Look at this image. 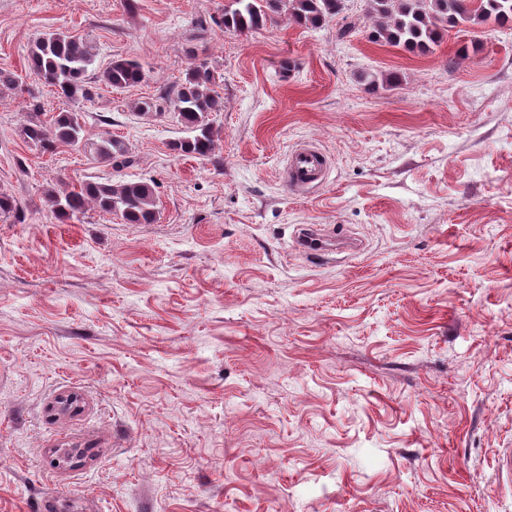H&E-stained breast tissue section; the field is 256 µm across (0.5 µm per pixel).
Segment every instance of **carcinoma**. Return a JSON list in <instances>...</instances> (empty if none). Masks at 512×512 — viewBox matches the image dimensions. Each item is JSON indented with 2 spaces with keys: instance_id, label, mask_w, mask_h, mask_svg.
I'll return each mask as SVG.
<instances>
[{
  "instance_id": "carcinoma-1",
  "label": "carcinoma",
  "mask_w": 512,
  "mask_h": 512,
  "mask_svg": "<svg viewBox=\"0 0 512 512\" xmlns=\"http://www.w3.org/2000/svg\"><path fill=\"white\" fill-rule=\"evenodd\" d=\"M365 2L376 21V37L392 46L421 52L437 44L450 26H477L488 21L512 24V0ZM344 6L345 0H228L216 24L240 35L279 21L317 28L341 14ZM96 60V47L91 41L58 31L34 41L28 64L44 85L70 102L90 96L83 77ZM101 78L114 88H128L141 83L145 73L136 61L114 58L103 69ZM215 85V73L209 66L192 63L181 82L166 93L165 100L185 131V136L171 143L173 151L197 158L212 155L217 134L213 114L222 110ZM21 135L44 153H52L60 146H80L99 161L117 166L129 163L128 147L123 140L112 136L98 140L85 137L78 112L61 111L48 123L31 116ZM46 202L62 222L80 219L91 206L103 214L119 217L126 224H152L158 215L155 189L143 180L87 181L77 189H51L46 193Z\"/></svg>"
}]
</instances>
